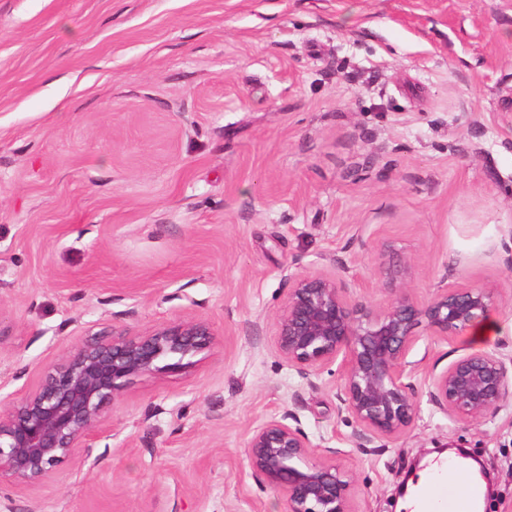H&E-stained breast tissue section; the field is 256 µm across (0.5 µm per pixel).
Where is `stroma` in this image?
<instances>
[{
    "label": "stroma",
    "mask_w": 512,
    "mask_h": 512,
    "mask_svg": "<svg viewBox=\"0 0 512 512\" xmlns=\"http://www.w3.org/2000/svg\"><path fill=\"white\" fill-rule=\"evenodd\" d=\"M512 0H0V417L86 335L199 318L189 368L106 404L91 455L0 485V512H285L247 456L293 415L356 475L354 512H410L434 446L492 466L512 512V403L474 426L430 400L478 352L422 331L417 416L360 447L276 350L289 277L343 261L384 306L512 290Z\"/></svg>",
    "instance_id": "obj_1"
}]
</instances>
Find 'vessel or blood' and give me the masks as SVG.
Listing matches in <instances>:
<instances>
[{
  "label": "vessel or blood",
  "instance_id": "vessel-or-blood-1",
  "mask_svg": "<svg viewBox=\"0 0 512 512\" xmlns=\"http://www.w3.org/2000/svg\"><path fill=\"white\" fill-rule=\"evenodd\" d=\"M423 497L418 512H474L475 489L465 474L455 470L427 474Z\"/></svg>",
  "mask_w": 512,
  "mask_h": 512
}]
</instances>
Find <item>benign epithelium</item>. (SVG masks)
<instances>
[{
    "instance_id": "benign-epithelium-1",
    "label": "benign epithelium",
    "mask_w": 512,
    "mask_h": 512,
    "mask_svg": "<svg viewBox=\"0 0 512 512\" xmlns=\"http://www.w3.org/2000/svg\"><path fill=\"white\" fill-rule=\"evenodd\" d=\"M414 269L410 261L399 265L384 307L345 293L347 268L341 263L288 279L276 322L277 351L305 378L318 380L336 366L337 399L361 427V448L375 438H398L414 422L416 367L405 358L416 329L459 336L502 300L499 288L461 285L440 288L420 302L408 288ZM216 343L207 321L191 319L145 335L121 329L75 344L35 389L9 400L10 415L0 421V484L39 482L76 451L90 453L103 406L133 379L185 369L189 358ZM164 358L173 362L159 365ZM507 360L497 351L459 357L433 377L431 400L460 421H485L512 400ZM247 455L257 481L283 496L286 512H352L355 475L330 455L315 453L300 427L283 418L263 422L251 432Z\"/></svg>"
}]
</instances>
